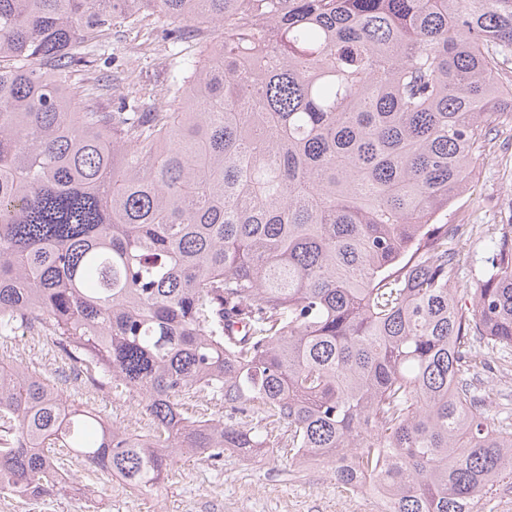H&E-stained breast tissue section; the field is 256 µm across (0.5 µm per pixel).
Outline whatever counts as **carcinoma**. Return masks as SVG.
<instances>
[{"label":"carcinoma","instance_id":"cac0c4a2","mask_svg":"<svg viewBox=\"0 0 512 512\" xmlns=\"http://www.w3.org/2000/svg\"><path fill=\"white\" fill-rule=\"evenodd\" d=\"M158 20L175 49L222 35L178 57L166 111L130 73L85 92L113 26ZM511 66L512 0H0V333L39 322L152 421L147 445L12 365L0 477L50 494L71 448L145 489L267 447L196 420L202 392L262 404L296 465L388 485L387 512H483L512 425L471 371L512 348V240L466 308L440 217L512 126Z\"/></svg>","mask_w":512,"mask_h":512}]
</instances>
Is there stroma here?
I'll use <instances>...</instances> for the list:
<instances>
[{
  "instance_id": "1",
  "label": "stroma",
  "mask_w": 512,
  "mask_h": 512,
  "mask_svg": "<svg viewBox=\"0 0 512 512\" xmlns=\"http://www.w3.org/2000/svg\"><path fill=\"white\" fill-rule=\"evenodd\" d=\"M145 33L135 26L114 28L98 60L84 70L85 79L127 69L156 107L164 101L160 88L172 76L171 47L156 39L150 51L135 52ZM470 180L473 191L460 195L448 209L447 221L467 224L472 236L450 241L459 258L458 287H474L484 268L490 242L512 224V131L491 143L486 159L477 162ZM0 359L20 364L50 380L70 401L121 426L133 435L151 431V420L139 395L95 380L59 349L43 329L17 328L0 335ZM478 388L489 391L487 411L500 420L512 417V370L483 371ZM288 430H273L269 448L251 458L234 449L217 460L204 456L180 457L168 481L152 489H129L110 476L89 470L80 460L62 456L61 467L77 482L92 481L93 497L65 486L47 498L43 512H377L369 494L353 495L336 485L324 463L306 464L295 471L286 445Z\"/></svg>"
}]
</instances>
